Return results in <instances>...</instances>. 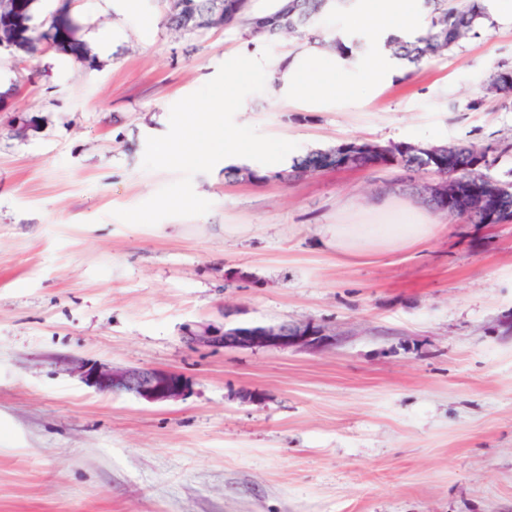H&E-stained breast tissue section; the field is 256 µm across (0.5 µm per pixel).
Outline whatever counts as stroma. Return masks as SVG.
Returning <instances> with one entry per match:
<instances>
[{"instance_id": "35a3bbf8", "label": "stroma", "mask_w": 512, "mask_h": 512, "mask_svg": "<svg viewBox=\"0 0 512 512\" xmlns=\"http://www.w3.org/2000/svg\"><path fill=\"white\" fill-rule=\"evenodd\" d=\"M36 0L67 11L85 61L0 48V512H512V223L438 215L415 248L337 262L321 227L365 223L402 170L342 168L263 183L193 178L211 210L128 224L114 210L177 180L142 167L171 106L246 49L307 56L358 38L350 100L321 112L249 95L235 121L296 142L512 144V0L478 36L378 92L363 78L388 29L358 0L308 36L168 28L171 0ZM288 321L318 347L224 349L194 335ZM67 358L181 374L176 401L102 394Z\"/></svg>"}]
</instances>
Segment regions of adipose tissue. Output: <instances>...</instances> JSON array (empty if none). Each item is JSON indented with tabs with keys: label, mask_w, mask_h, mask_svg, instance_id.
Wrapping results in <instances>:
<instances>
[{
	"label": "adipose tissue",
	"mask_w": 512,
	"mask_h": 512,
	"mask_svg": "<svg viewBox=\"0 0 512 512\" xmlns=\"http://www.w3.org/2000/svg\"><path fill=\"white\" fill-rule=\"evenodd\" d=\"M355 59L336 56L323 79L309 76L305 55L298 54L281 61L271 79L277 91L318 104L347 97L345 77L355 67ZM437 229L432 217L411 212L400 224H325L321 227L323 245L346 263L373 256L384 250H407L428 239Z\"/></svg>",
	"instance_id": "obj_1"
}]
</instances>
